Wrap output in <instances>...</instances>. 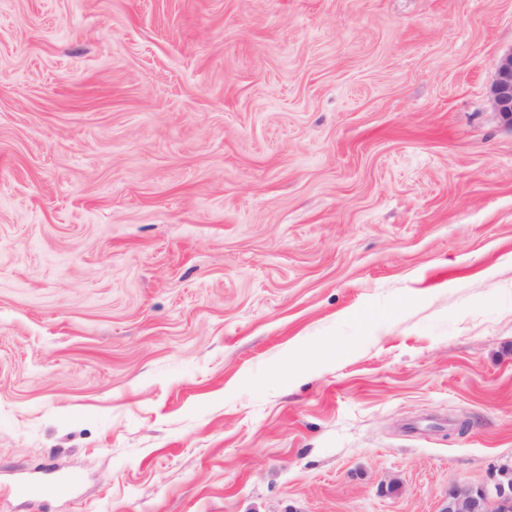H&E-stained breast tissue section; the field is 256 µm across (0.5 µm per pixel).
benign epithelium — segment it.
Returning <instances> with one entry per match:
<instances>
[{"instance_id":"1","label":"benign epithelium","mask_w":512,"mask_h":512,"mask_svg":"<svg viewBox=\"0 0 512 512\" xmlns=\"http://www.w3.org/2000/svg\"><path fill=\"white\" fill-rule=\"evenodd\" d=\"M491 95L495 111L512 129V51L497 60ZM438 512H512V466L499 469V479L490 489L472 484L452 486Z\"/></svg>"}]
</instances>
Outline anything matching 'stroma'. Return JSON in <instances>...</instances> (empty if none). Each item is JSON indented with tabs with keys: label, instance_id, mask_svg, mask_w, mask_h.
I'll return each instance as SVG.
<instances>
[{
	"label": "stroma",
	"instance_id": "stroma-1",
	"mask_svg": "<svg viewBox=\"0 0 512 512\" xmlns=\"http://www.w3.org/2000/svg\"><path fill=\"white\" fill-rule=\"evenodd\" d=\"M512 0H0V512H438L512 464ZM491 95L495 111L502 122L512 128V50L497 60Z\"/></svg>",
	"mask_w": 512,
	"mask_h": 512
}]
</instances>
